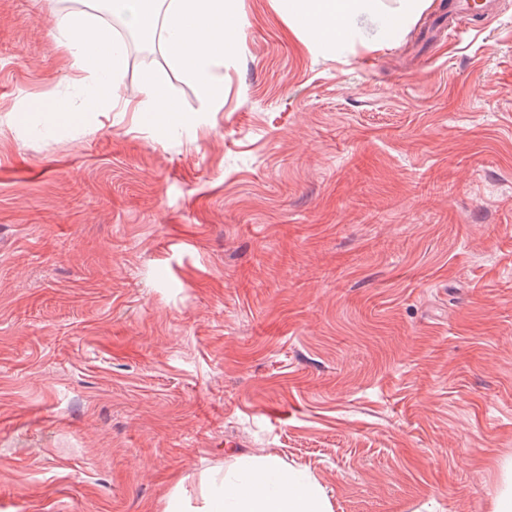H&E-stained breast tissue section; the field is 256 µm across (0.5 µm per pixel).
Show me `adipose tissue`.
<instances>
[{
	"label": "adipose tissue",
	"instance_id": "ef3b65f1",
	"mask_svg": "<svg viewBox=\"0 0 512 512\" xmlns=\"http://www.w3.org/2000/svg\"><path fill=\"white\" fill-rule=\"evenodd\" d=\"M273 2L289 28L306 36L311 48L334 54L358 34L363 35L367 51L383 50L431 0H397L392 9L381 0ZM107 5L129 31L159 38L173 70L195 83L207 102L223 98L224 61L245 39L244 21L234 0H107ZM52 26L75 70L88 81L79 111L97 112L120 101L133 102L145 119H163L168 131L177 130L179 107L163 80L148 74L136 90L124 92L121 41L89 18L57 14ZM200 512H332V507L320 483L267 454L226 471Z\"/></svg>",
	"mask_w": 512,
	"mask_h": 512
}]
</instances>
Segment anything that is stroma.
I'll list each match as a JSON object with an SVG mask.
<instances>
[{"instance_id": "obj_1", "label": "stroma", "mask_w": 512, "mask_h": 512, "mask_svg": "<svg viewBox=\"0 0 512 512\" xmlns=\"http://www.w3.org/2000/svg\"><path fill=\"white\" fill-rule=\"evenodd\" d=\"M376 53L273 0L178 135L70 111L49 8L0 0V512H194L263 453L333 512H491L512 460V0Z\"/></svg>"}]
</instances>
